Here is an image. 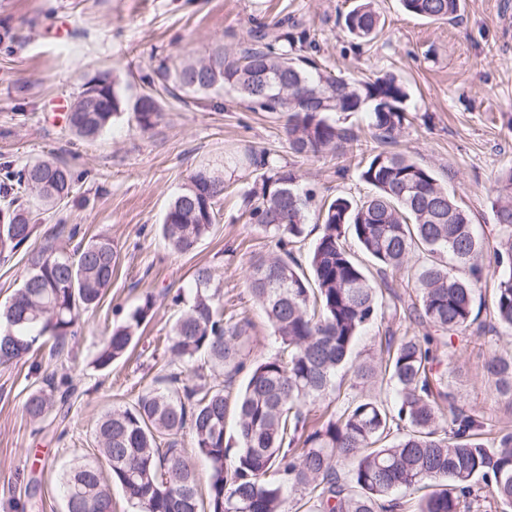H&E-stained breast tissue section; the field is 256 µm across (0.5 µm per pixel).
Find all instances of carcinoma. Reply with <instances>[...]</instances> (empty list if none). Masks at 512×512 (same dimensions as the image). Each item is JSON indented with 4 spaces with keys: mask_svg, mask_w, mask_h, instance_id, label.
Instances as JSON below:
<instances>
[{
    "mask_svg": "<svg viewBox=\"0 0 512 512\" xmlns=\"http://www.w3.org/2000/svg\"><path fill=\"white\" fill-rule=\"evenodd\" d=\"M408 14L432 21L454 19L460 0H400ZM346 31L370 42L386 21L374 0H357L344 15ZM258 45L238 53L216 48L198 60H175L160 71V86L132 101L106 77L86 84L65 116L69 130L95 140L132 111L141 130L161 117L160 92L175 99L227 85L261 112L287 114L291 152L320 159L357 141L333 115L367 111L372 136L393 142L407 120L409 93L393 74L345 79L324 71L295 44L315 43L306 31L268 38L256 24ZM234 165L259 172L245 192L255 200L248 221L264 230L275 250L250 265V287L272 328L276 350L244 361L248 320L224 318V294L213 270L197 268L191 288L172 297L182 306L164 346L168 365L202 358L209 373L157 378L131 403L104 412L95 427L99 456L78 458L59 474L65 512H112V486L131 512H285L286 493L312 501V512H398L393 491L415 501L413 512H462L480 492L495 512H512V433L474 408L448 401L436 368L447 353L445 336L478 320L476 293L492 289L491 320L512 331V168L501 173L491 208L497 235L477 231L469 213L428 168L405 152L373 150L359 170L372 187L364 199L336 196L311 207V191L298 190L297 172L250 147ZM73 172L54 159L16 168L0 163V258L31 240L37 225L29 196L49 208L73 193ZM224 177L208 165L196 169L169 202L159 232L175 253H187L210 235L224 199ZM315 213L321 232L305 261L294 254L310 234ZM353 238L379 276L403 274L417 288L405 299L376 282L347 246ZM119 255L100 235L71 252L42 247L11 302L0 308V366L16 364L52 342L57 357L76 336L84 311L95 309L112 283ZM147 293L125 320L103 337L92 364L107 369L135 346L134 332L151 318ZM432 328L397 338L392 325L405 319ZM385 327L377 362L353 368L357 389L390 388V410L361 396L332 413L312 417L336 391V374L350 361L357 337L369 325ZM495 391L512 404V354L489 357ZM246 372L233 388L236 376ZM72 381L46 380L23 409L32 420L62 413ZM235 419L228 436L225 420ZM189 432L195 453L208 465L207 490L178 448Z\"/></svg>",
    "mask_w": 512,
    "mask_h": 512,
    "instance_id": "1",
    "label": "carcinoma"
}]
</instances>
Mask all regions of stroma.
<instances>
[{
  "label": "stroma",
  "mask_w": 512,
  "mask_h": 512,
  "mask_svg": "<svg viewBox=\"0 0 512 512\" xmlns=\"http://www.w3.org/2000/svg\"><path fill=\"white\" fill-rule=\"evenodd\" d=\"M353 0H0V30L11 29L13 53L0 51V161L16 166L53 158L77 178L67 203L37 210L26 249L0 258V304L20 287L30 251L109 236L120 260L100 305L82 313L70 353L0 366V512H64L60 468L96 452L94 428L113 405L134 399L169 371L164 340L179 314L172 295L193 270L211 267L224 309L250 320L249 361L272 351L271 327L251 296L248 275L269 253V234L249 224L244 193L253 173L226 165L229 150L250 146L293 168L317 198L360 199L371 188L359 178L362 153L376 148L367 113L353 118L359 147L312 160L288 149L284 117L252 111L237 94L208 92L167 99L158 125L142 131L125 113L94 141L74 136L51 104L74 103L84 84L107 77L128 98L160 63L199 59L216 47L239 51L256 22L290 17L315 33L317 62L342 76L395 74L410 93L409 123L394 143L432 169L486 235L496 232L490 204L495 177L512 168V0H462L450 21L404 13L399 0H376L388 23L373 43L357 45L341 16ZM223 168L227 189L210 236L186 254L172 252L157 228L173 196L202 165ZM154 314L139 329L128 359L97 370L92 360L106 332L124 321L146 293ZM458 357L446 367L448 390L461 404L512 426V406L499 397L485 364L491 351L512 352V332L469 329L452 337ZM77 386L65 422L30 419L28 394L46 377Z\"/></svg>",
  "instance_id": "stroma-1"
}]
</instances>
